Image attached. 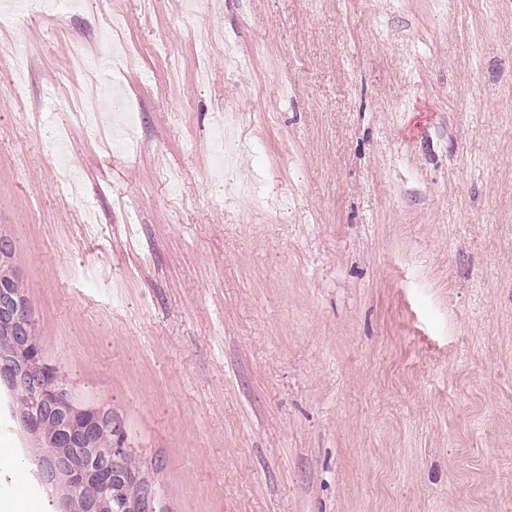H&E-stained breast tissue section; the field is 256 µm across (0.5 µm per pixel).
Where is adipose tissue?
I'll list each match as a JSON object with an SVG mask.
<instances>
[{
  "label": "adipose tissue",
  "mask_w": 512,
  "mask_h": 512,
  "mask_svg": "<svg viewBox=\"0 0 512 512\" xmlns=\"http://www.w3.org/2000/svg\"><path fill=\"white\" fill-rule=\"evenodd\" d=\"M33 458L24 450L0 445V512H56L54 503L30 478Z\"/></svg>",
  "instance_id": "ef3b65f1"
}]
</instances>
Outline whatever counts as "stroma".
<instances>
[{
    "label": "stroma",
    "instance_id": "35a3bbf8",
    "mask_svg": "<svg viewBox=\"0 0 512 512\" xmlns=\"http://www.w3.org/2000/svg\"><path fill=\"white\" fill-rule=\"evenodd\" d=\"M116 17L121 152L70 112ZM0 37V236L161 512H512V0H58ZM219 102L257 147L226 178Z\"/></svg>",
    "mask_w": 512,
    "mask_h": 512
}]
</instances>
